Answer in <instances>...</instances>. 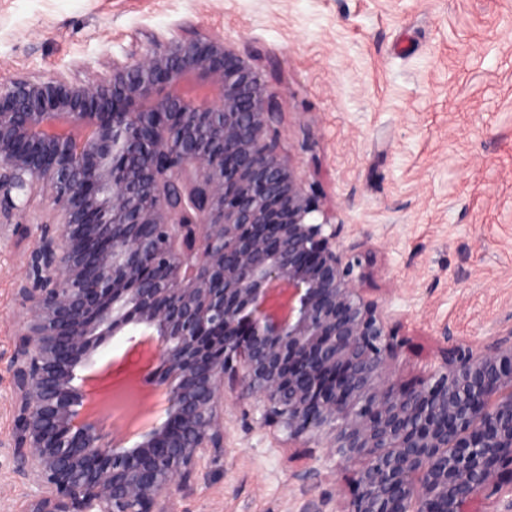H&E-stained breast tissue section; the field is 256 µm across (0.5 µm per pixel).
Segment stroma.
<instances>
[{"label": "stroma", "mask_w": 512, "mask_h": 512, "mask_svg": "<svg viewBox=\"0 0 512 512\" xmlns=\"http://www.w3.org/2000/svg\"><path fill=\"white\" fill-rule=\"evenodd\" d=\"M222 36L273 92L284 152L359 243L363 286L407 337L401 376L442 348L512 326V0H0V78L85 77L149 35ZM36 228L0 237V512L24 503L7 444V370L22 311L15 278ZM139 368L127 332L95 356ZM233 451L176 512H339L348 473L280 447L224 404ZM319 468L317 488L298 481Z\"/></svg>", "instance_id": "obj_1"}]
</instances>
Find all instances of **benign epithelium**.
Here are the masks:
<instances>
[{"instance_id": "obj_1", "label": "benign epithelium", "mask_w": 512, "mask_h": 512, "mask_svg": "<svg viewBox=\"0 0 512 512\" xmlns=\"http://www.w3.org/2000/svg\"><path fill=\"white\" fill-rule=\"evenodd\" d=\"M277 116L250 59L208 34L152 35L84 80H0V229L44 204L9 363L15 470L39 487L22 512H172L229 450L227 395L354 466L341 512H512V327L403 383L406 338ZM141 326L165 420L125 448L76 370Z\"/></svg>"}]
</instances>
